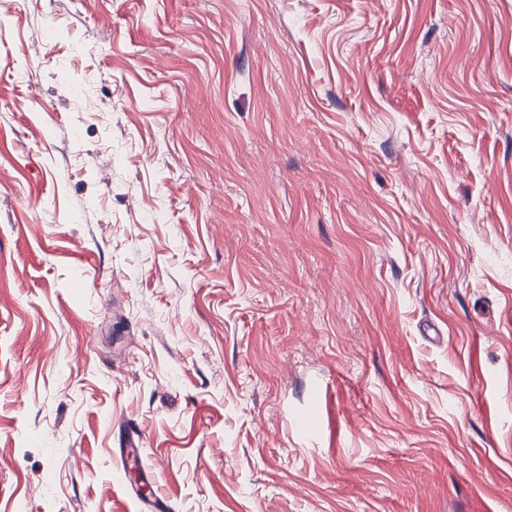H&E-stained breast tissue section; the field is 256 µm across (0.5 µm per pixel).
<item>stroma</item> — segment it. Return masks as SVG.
<instances>
[{"instance_id":"1","label":"stroma","mask_w":512,"mask_h":512,"mask_svg":"<svg viewBox=\"0 0 512 512\" xmlns=\"http://www.w3.org/2000/svg\"><path fill=\"white\" fill-rule=\"evenodd\" d=\"M512 512V0H0V512Z\"/></svg>"}]
</instances>
